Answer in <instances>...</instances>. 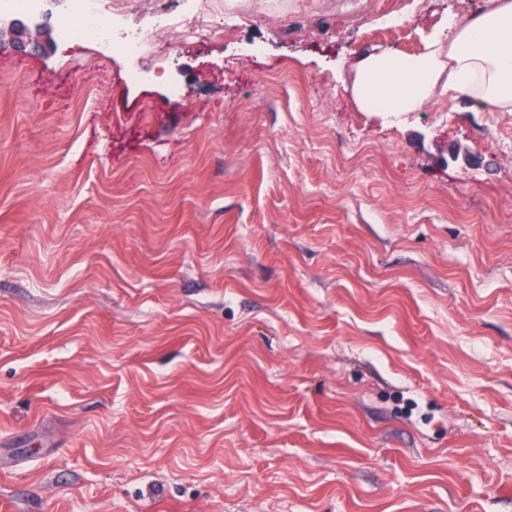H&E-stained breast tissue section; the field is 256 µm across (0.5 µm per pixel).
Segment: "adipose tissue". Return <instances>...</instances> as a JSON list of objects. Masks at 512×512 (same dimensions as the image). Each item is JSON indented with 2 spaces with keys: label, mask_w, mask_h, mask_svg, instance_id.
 <instances>
[{
  "label": "adipose tissue",
  "mask_w": 512,
  "mask_h": 512,
  "mask_svg": "<svg viewBox=\"0 0 512 512\" xmlns=\"http://www.w3.org/2000/svg\"><path fill=\"white\" fill-rule=\"evenodd\" d=\"M352 69L362 112L400 118L419 111L441 84L477 109L512 112V0H486L463 23L429 34L418 53L371 52Z\"/></svg>",
  "instance_id": "1"
}]
</instances>
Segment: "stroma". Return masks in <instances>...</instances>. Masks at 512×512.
I'll list each match as a JSON object with an SVG mask.
<instances>
[{
    "label": "stroma",
    "instance_id": "obj_1",
    "mask_svg": "<svg viewBox=\"0 0 512 512\" xmlns=\"http://www.w3.org/2000/svg\"><path fill=\"white\" fill-rule=\"evenodd\" d=\"M481 5L204 0L142 83L0 14L12 512H512V112L345 88Z\"/></svg>",
    "mask_w": 512,
    "mask_h": 512
}]
</instances>
